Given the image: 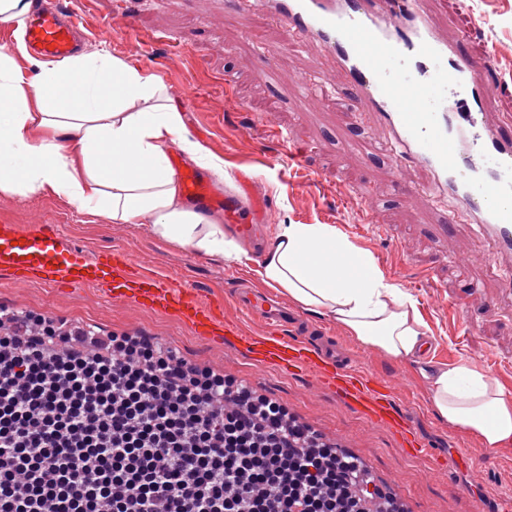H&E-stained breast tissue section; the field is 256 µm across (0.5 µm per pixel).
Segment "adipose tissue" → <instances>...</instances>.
<instances>
[{
	"label": "adipose tissue",
	"instance_id": "1",
	"mask_svg": "<svg viewBox=\"0 0 512 512\" xmlns=\"http://www.w3.org/2000/svg\"><path fill=\"white\" fill-rule=\"evenodd\" d=\"M36 67L27 76L0 48V195L49 192L106 222L147 225L158 239L195 254L246 258L215 216L183 198L171 150L219 179L224 161L190 137L162 78L99 51ZM259 275L390 360L427 346L416 299L334 226L278 225ZM429 381L435 412L449 426L488 448L512 446V392L487 372L462 361Z\"/></svg>",
	"mask_w": 512,
	"mask_h": 512
}]
</instances>
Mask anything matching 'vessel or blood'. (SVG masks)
Returning a JSON list of instances; mask_svg holds the SVG:
<instances>
[{
  "mask_svg": "<svg viewBox=\"0 0 512 512\" xmlns=\"http://www.w3.org/2000/svg\"><path fill=\"white\" fill-rule=\"evenodd\" d=\"M254 13L277 21L289 42L315 44L345 76L347 95L364 103L384 135L377 149L395 170L423 169L426 196L446 201L448 224L487 245L512 270V123H488L489 60L471 55L470 34L444 36L423 0H248ZM81 15L73 0H33L0 22V38L35 57L63 61L81 51ZM187 200L219 209L243 236L253 235L262 207L245 209L237 193H215L196 170L179 171ZM0 272L13 283L96 288L113 304L132 303L211 336L247 355L261 369L315 373L349 411L392 431L401 448L422 449L410 420L392 401L395 380L371 376L350 355L310 328L268 293L238 288L240 311L260 319L265 335L249 336L225 319L224 302L202 300L197 288L135 263L118 248L88 257L66 236L34 224H0Z\"/></svg>",
  "mask_w": 512,
  "mask_h": 512,
  "instance_id": "1",
  "label": "vessel or blood"
}]
</instances>
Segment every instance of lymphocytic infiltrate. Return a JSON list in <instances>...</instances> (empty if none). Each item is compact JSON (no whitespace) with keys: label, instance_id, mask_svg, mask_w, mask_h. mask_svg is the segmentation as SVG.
<instances>
[{"label":"lymphocytic infiltrate","instance_id":"1","mask_svg":"<svg viewBox=\"0 0 512 512\" xmlns=\"http://www.w3.org/2000/svg\"><path fill=\"white\" fill-rule=\"evenodd\" d=\"M0 333V512H368L359 464L150 337Z\"/></svg>","mask_w":512,"mask_h":512}]
</instances>
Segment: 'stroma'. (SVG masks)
I'll return each mask as SVG.
<instances>
[{
  "instance_id": "1",
  "label": "stroma",
  "mask_w": 512,
  "mask_h": 512,
  "mask_svg": "<svg viewBox=\"0 0 512 512\" xmlns=\"http://www.w3.org/2000/svg\"><path fill=\"white\" fill-rule=\"evenodd\" d=\"M425 6L447 33L473 23L468 49L488 57L493 76L487 110L512 119V0H425ZM133 9L141 34L164 29L175 34V41L142 44L114 13L113 0H93L82 13L89 47H111L115 56L162 72L191 137L224 161L226 180L216 184V191H240L246 205L257 198L267 200V216L257 236L247 241L248 259L238 264L197 255L160 241L145 225L107 224L52 195L0 197V222L56 225L91 254L120 246L141 265L161 267L205 294H224L225 318L246 334L259 336L265 325L243 315L229 293L238 283L259 286L268 236L281 224H329L348 232V226L360 223L371 189L382 188L372 221L385 226V235L348 233L349 239L374 257L387 279L417 299L429 329L428 354L420 362L395 363L346 336L329 316L309 313L305 319L326 331L364 371L381 378L402 377L394 399L427 452L407 456L388 429L347 411L311 373L258 374L245 354L138 306L107 303L95 289H47L37 283L19 289L0 275V308L81 323L107 335L138 331L178 349L193 364L252 384L258 393L283 403L322 441L358 456L401 512H505L512 505V447H485L478 437L440 421L421 368L426 362L437 369L465 359L512 389V293L502 288L507 273L483 256L474 240L443 232L445 203L387 190L394 178L390 157L366 149L380 129L358 103H349L344 112L333 109V102L346 97L343 80L327 74L311 46H284L280 25L269 21L256 27L242 0H136ZM269 64L276 71L272 80L259 75ZM324 75L331 90L317 108L305 109L292 89L301 78ZM270 120L287 130L295 144L313 145L303 166L286 170L280 165V147L265 134ZM340 184L350 187L349 196L337 197ZM442 254L465 255L471 262L465 268L451 261L441 265L437 259ZM430 267L435 270L432 280L420 279V272ZM474 281L483 294L497 299V312L467 298ZM460 297L465 303L457 311L439 305L440 300ZM450 451L459 464L453 480L431 478L435 459Z\"/></svg>"
}]
</instances>
